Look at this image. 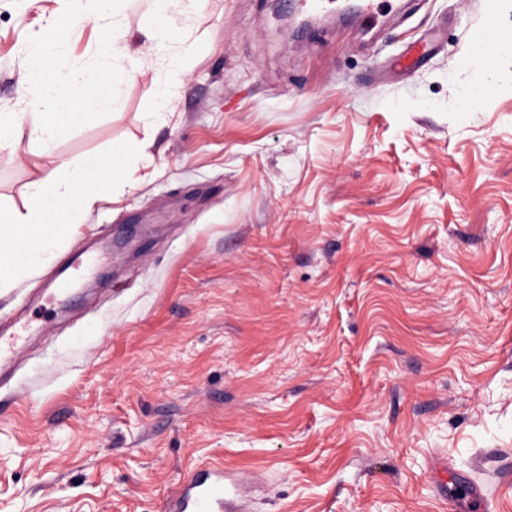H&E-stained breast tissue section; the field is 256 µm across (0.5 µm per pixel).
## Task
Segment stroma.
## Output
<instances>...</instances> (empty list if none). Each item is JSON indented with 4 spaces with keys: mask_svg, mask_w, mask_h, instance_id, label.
<instances>
[{
    "mask_svg": "<svg viewBox=\"0 0 512 512\" xmlns=\"http://www.w3.org/2000/svg\"><path fill=\"white\" fill-rule=\"evenodd\" d=\"M483 0H408L374 36L297 0H202L100 63L88 0H0V114L59 80L114 104L0 149V206L60 164L144 142L73 236L0 293L24 302L77 238L87 272L27 314L0 384V512H162L196 465L255 474L252 512H512V74L467 66ZM173 87L157 111L160 83ZM485 89L471 110L469 92ZM59 40L57 29L50 28L42 34L41 40L36 46L29 48V53L34 59L39 74L46 75L57 70L58 57L55 47Z\"/></svg>",
    "mask_w": 512,
    "mask_h": 512,
    "instance_id": "obj_1",
    "label": "stroma"
}]
</instances>
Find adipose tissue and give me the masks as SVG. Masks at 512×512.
I'll list each match as a JSON object with an SVG mask.
<instances>
[{"mask_svg":"<svg viewBox=\"0 0 512 512\" xmlns=\"http://www.w3.org/2000/svg\"><path fill=\"white\" fill-rule=\"evenodd\" d=\"M112 100L110 85L96 76L65 85L36 101L35 131L46 142L64 138L81 123L86 110L109 105ZM111 163L108 155L75 157L64 161L61 179L31 183L25 211L8 212L7 223L0 225V288L29 275L34 246H53L81 223L86 210L108 189L107 184L94 182L93 176ZM79 186L84 192L76 200L72 193ZM67 198L72 199V207L59 212V202Z\"/></svg>","mask_w":512,"mask_h":512,"instance_id":"ef3b65f1","label":"adipose tissue"}]
</instances>
